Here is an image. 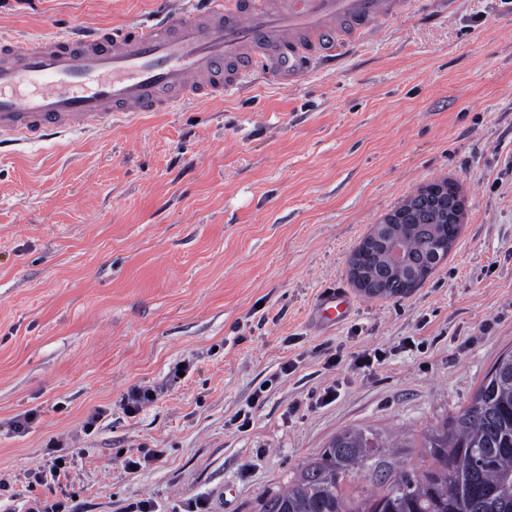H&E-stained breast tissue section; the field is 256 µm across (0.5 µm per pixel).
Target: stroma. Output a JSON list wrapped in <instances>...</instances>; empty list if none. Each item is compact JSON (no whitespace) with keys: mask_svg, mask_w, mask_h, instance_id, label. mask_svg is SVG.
<instances>
[{"mask_svg":"<svg viewBox=\"0 0 512 512\" xmlns=\"http://www.w3.org/2000/svg\"><path fill=\"white\" fill-rule=\"evenodd\" d=\"M195 2L0 0V36ZM442 180L468 202L447 258L406 297L365 295L354 250ZM328 288L353 302L333 325L314 313ZM372 347L377 371L327 365ZM511 350L512 0H412L335 69L291 85L258 66L224 98L0 157V478L17 512L57 436L72 464L53 494L81 512H260L351 428L422 469L424 433ZM145 384L162 396L127 417ZM140 444L162 458L129 471L116 451Z\"/></svg>","mask_w":512,"mask_h":512,"instance_id":"35a3bbf8","label":"stroma"}]
</instances>
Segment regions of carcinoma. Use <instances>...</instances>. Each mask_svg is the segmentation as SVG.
<instances>
[{"label": "carcinoma", "mask_w": 512, "mask_h": 512, "mask_svg": "<svg viewBox=\"0 0 512 512\" xmlns=\"http://www.w3.org/2000/svg\"><path fill=\"white\" fill-rule=\"evenodd\" d=\"M404 224H385L384 235L358 260L359 276L383 280V291L402 297L421 285L435 265L434 248L455 242L459 226L448 223L440 199L414 197ZM414 266L410 278L387 261L391 246ZM388 444L360 428L345 430L304 464L298 477L268 496L261 512H512V353L501 354L470 404L451 422L426 431L422 470L391 466ZM371 474L378 489L353 504L344 495L353 479Z\"/></svg>", "instance_id": "1"}]
</instances>
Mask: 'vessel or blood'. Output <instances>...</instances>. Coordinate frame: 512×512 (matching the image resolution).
<instances>
[{"mask_svg": "<svg viewBox=\"0 0 512 512\" xmlns=\"http://www.w3.org/2000/svg\"><path fill=\"white\" fill-rule=\"evenodd\" d=\"M409 0H205L170 19L0 37V144L99 131L121 118L169 112L235 90L252 63L268 60L289 80L328 63L402 14ZM352 308L342 291L321 293L330 323Z\"/></svg>", "mask_w": 512, "mask_h": 512, "instance_id": "vessel-or-blood-1", "label": "vessel or blood"}]
</instances>
